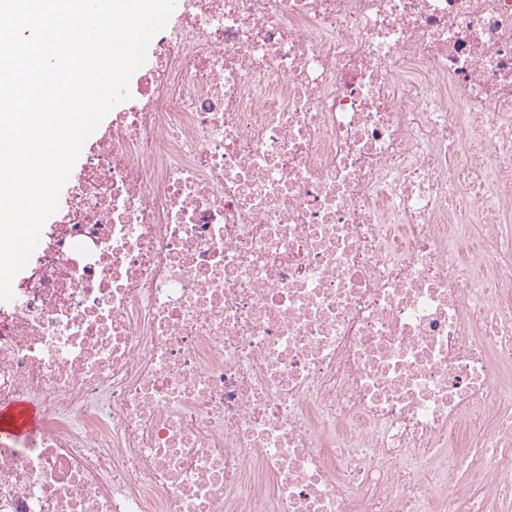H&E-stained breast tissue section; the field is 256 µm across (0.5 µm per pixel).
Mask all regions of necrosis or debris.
<instances>
[{
	"label": "necrosis or debris",
	"instance_id": "1",
	"mask_svg": "<svg viewBox=\"0 0 512 512\" xmlns=\"http://www.w3.org/2000/svg\"><path fill=\"white\" fill-rule=\"evenodd\" d=\"M151 46L0 302V512H512V0ZM1 424L0 434L2 437H12L36 426L37 411L25 402H18L10 407L0 408Z\"/></svg>",
	"mask_w": 512,
	"mask_h": 512
}]
</instances>
